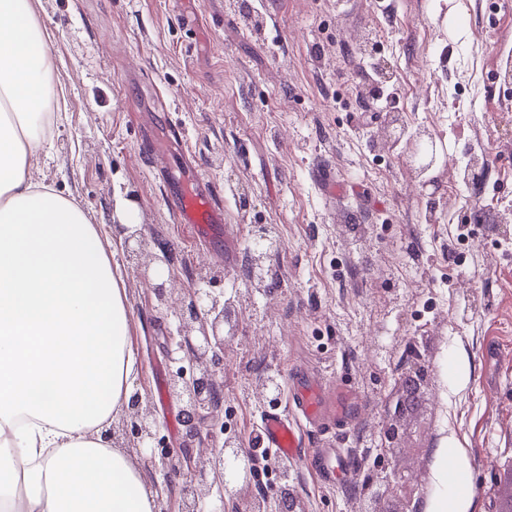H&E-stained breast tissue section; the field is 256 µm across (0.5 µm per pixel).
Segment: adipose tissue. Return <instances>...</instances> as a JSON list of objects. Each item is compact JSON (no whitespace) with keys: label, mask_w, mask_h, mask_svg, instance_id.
Segmentation results:
<instances>
[{"label":"adipose tissue","mask_w":512,"mask_h":512,"mask_svg":"<svg viewBox=\"0 0 512 512\" xmlns=\"http://www.w3.org/2000/svg\"><path fill=\"white\" fill-rule=\"evenodd\" d=\"M36 0H0V503L14 512H155L127 449V293L98 225L31 180L51 130Z\"/></svg>","instance_id":"adipose-tissue-1"}]
</instances>
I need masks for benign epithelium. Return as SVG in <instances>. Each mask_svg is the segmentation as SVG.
<instances>
[{"label":"benign epithelium","mask_w":512,"mask_h":512,"mask_svg":"<svg viewBox=\"0 0 512 512\" xmlns=\"http://www.w3.org/2000/svg\"><path fill=\"white\" fill-rule=\"evenodd\" d=\"M437 160V146L432 138L418 136L407 153L406 162L418 173H425ZM126 254L138 257L144 251L143 229L126 226ZM276 245L267 229L258 227L252 242L255 264L252 278L264 281L260 258ZM217 277H201L190 289L176 316L175 352L184 353L174 359L179 367L172 374V394L182 403L181 421L190 440L216 438L224 434V421L217 411L222 407L221 380L218 372L224 363V322L232 302L224 299V289ZM261 387L262 404L280 405V383L274 375L266 377ZM122 431L134 448H150L157 438L156 422L141 397L132 396L122 421ZM166 481H180L181 512H215L214 497L234 496L241 485L254 478L253 466L245 460L239 444L227 441L214 447L205 458L184 452L175 459L164 456ZM282 512H305L285 483L278 491Z\"/></svg>","instance_id":"benign-epithelium-1"}]
</instances>
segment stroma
Here are the masks:
<instances>
[{
  "label": "stroma",
  "instance_id": "35a3bbf8",
  "mask_svg": "<svg viewBox=\"0 0 512 512\" xmlns=\"http://www.w3.org/2000/svg\"><path fill=\"white\" fill-rule=\"evenodd\" d=\"M59 119L34 179L74 197L106 227L136 213L147 276L112 247L127 288L132 381L174 452L193 454L169 392L173 308L201 269L224 273L235 310L224 328L225 439L250 446L263 376L299 366L354 384L369 407L342 433L354 479L320 485L304 465L256 473L246 497L289 481L307 512H429L447 458L464 452L470 512L512 499V0H40ZM378 35L385 72L361 45ZM382 83L388 108L366 98ZM432 136L438 166L419 177L388 113ZM176 124L194 168H159L139 132ZM485 179L463 205L465 157ZM206 176L224 221L193 240L166 194ZM430 186H422V179ZM278 250L254 287L258 226ZM172 292L170 304L155 296ZM426 379L384 428L413 365ZM399 466L408 485L386 486Z\"/></svg>",
  "mask_w": 512,
  "mask_h": 512
}]
</instances>
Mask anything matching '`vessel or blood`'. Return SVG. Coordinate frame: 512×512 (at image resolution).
<instances>
[{"label": "vessel or blood", "instance_id": "vessel-or-blood-1", "mask_svg": "<svg viewBox=\"0 0 512 512\" xmlns=\"http://www.w3.org/2000/svg\"><path fill=\"white\" fill-rule=\"evenodd\" d=\"M180 130L169 129L165 137H145L141 149L152 157L172 155L182 142ZM168 207L178 223L188 225L194 238H202L210 225L224 221V206L214 197L204 177H196L191 187L171 193ZM287 400L290 413L263 411L255 424L259 447L268 449L276 462L303 461L320 482L335 485L356 473L355 458L346 448H305L304 428L344 430L363 414L366 403L349 384H333L307 376L298 369L287 371Z\"/></svg>", "mask_w": 512, "mask_h": 512}]
</instances>
